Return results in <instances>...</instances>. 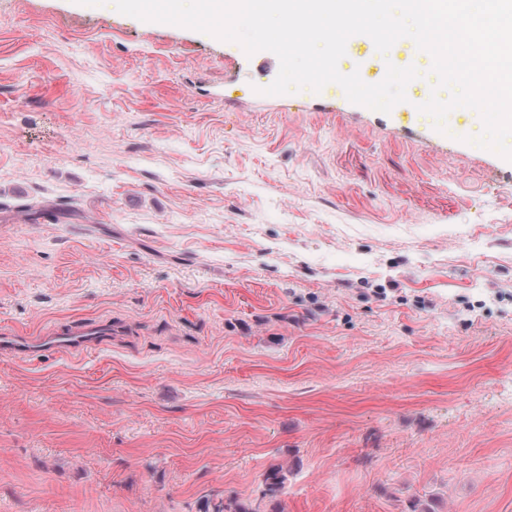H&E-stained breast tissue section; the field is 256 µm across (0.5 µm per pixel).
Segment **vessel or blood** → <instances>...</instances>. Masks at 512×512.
<instances>
[{
  "label": "vessel or blood",
  "instance_id": "1",
  "mask_svg": "<svg viewBox=\"0 0 512 512\" xmlns=\"http://www.w3.org/2000/svg\"><path fill=\"white\" fill-rule=\"evenodd\" d=\"M111 333L112 323L108 320L59 323L37 339L12 334L0 336V353L17 357H28L41 352L71 354L96 346L101 337Z\"/></svg>",
  "mask_w": 512,
  "mask_h": 512
}]
</instances>
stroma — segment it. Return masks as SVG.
Wrapping results in <instances>:
<instances>
[{
  "instance_id": "1",
  "label": "stroma",
  "mask_w": 512,
  "mask_h": 512,
  "mask_svg": "<svg viewBox=\"0 0 512 512\" xmlns=\"http://www.w3.org/2000/svg\"><path fill=\"white\" fill-rule=\"evenodd\" d=\"M352 36L341 72L415 65ZM79 0H0V512H512V162ZM283 465L285 490L262 497ZM101 336H112V321L82 320L59 323L38 339L2 334L0 351L4 355L17 357H28L41 352L71 354L96 346Z\"/></svg>"
}]
</instances>
